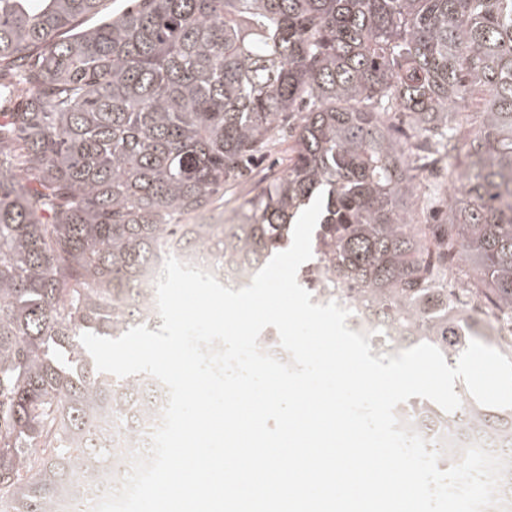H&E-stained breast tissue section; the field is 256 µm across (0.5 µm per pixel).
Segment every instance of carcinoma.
Segmentation results:
<instances>
[{"label": "carcinoma", "instance_id": "cac0c4a2", "mask_svg": "<svg viewBox=\"0 0 512 512\" xmlns=\"http://www.w3.org/2000/svg\"><path fill=\"white\" fill-rule=\"evenodd\" d=\"M109 2L0 0V98H24L0 122V512H90L150 444L160 386L98 371L80 336L159 330L166 256L256 274L320 192L300 285L386 354L452 366L495 344L475 300L512 316V0ZM286 129L285 165L224 211ZM439 166L460 187L414 224ZM454 391L453 413L402 410L450 461L512 457V408Z\"/></svg>", "mask_w": 512, "mask_h": 512}]
</instances>
